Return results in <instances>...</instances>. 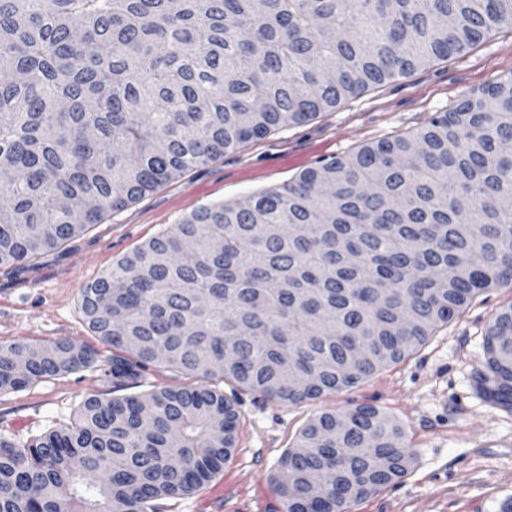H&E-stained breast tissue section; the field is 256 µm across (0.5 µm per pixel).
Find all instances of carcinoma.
I'll use <instances>...</instances> for the list:
<instances>
[{
  "label": "carcinoma",
  "instance_id": "obj_1",
  "mask_svg": "<svg viewBox=\"0 0 512 512\" xmlns=\"http://www.w3.org/2000/svg\"><path fill=\"white\" fill-rule=\"evenodd\" d=\"M512 30V0H0V268L62 248L254 139ZM512 74L410 136L203 205L81 290L111 354L0 344V393L100 364L112 391L24 442L0 433V512H160L223 471L232 382L297 404L404 359L512 280ZM482 396L512 411V306ZM372 405L312 416L279 460L285 512H351L403 478ZM190 380L185 377L168 371L163 367L151 368L145 374L140 383L141 386L119 391L114 395L137 394L157 387L186 385Z\"/></svg>",
  "mask_w": 512,
  "mask_h": 512
}]
</instances>
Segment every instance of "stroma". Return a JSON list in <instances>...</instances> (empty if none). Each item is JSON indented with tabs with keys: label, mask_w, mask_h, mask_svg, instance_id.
<instances>
[{
	"label": "stroma",
	"mask_w": 512,
	"mask_h": 512,
	"mask_svg": "<svg viewBox=\"0 0 512 512\" xmlns=\"http://www.w3.org/2000/svg\"><path fill=\"white\" fill-rule=\"evenodd\" d=\"M512 73V32H493L461 58L436 60L410 77L371 89L312 120L273 131L112 213L65 248L18 268H0V344L69 340L105 352L80 310L82 288L150 238L206 204L242 201L305 167L365 144L421 129L502 74ZM512 306V282L480 293L402 362L342 392L296 405L237 391L232 460L207 485L163 501L162 512H284L278 462L314 414L378 406L401 422L413 454L407 475L352 512H499L512 496V412L487 402L474 382L484 337ZM110 396L97 368H83L0 395V430L17 440L69 423L81 399Z\"/></svg>",
	"instance_id": "obj_1"
}]
</instances>
